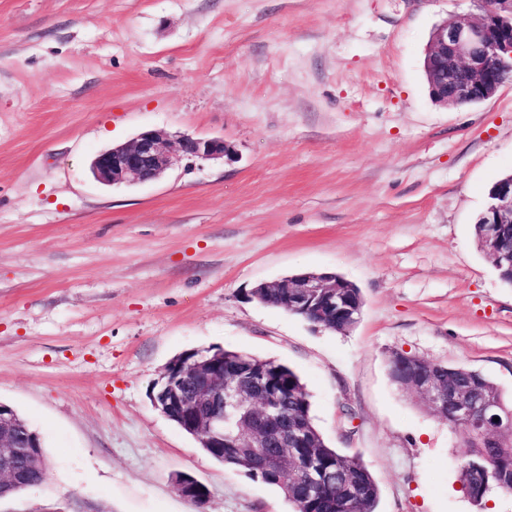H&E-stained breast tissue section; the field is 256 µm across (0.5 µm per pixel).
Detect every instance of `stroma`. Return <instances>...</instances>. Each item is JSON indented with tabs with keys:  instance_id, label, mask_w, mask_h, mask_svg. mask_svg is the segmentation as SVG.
<instances>
[{
	"instance_id": "stroma-1",
	"label": "stroma",
	"mask_w": 512,
	"mask_h": 512,
	"mask_svg": "<svg viewBox=\"0 0 512 512\" xmlns=\"http://www.w3.org/2000/svg\"><path fill=\"white\" fill-rule=\"evenodd\" d=\"M475 0H0V402L44 443V481L0 512H293L151 403L177 355L288 365L327 443L369 466L378 512H475L462 435L389 374L392 353L512 394V286L477 246L512 173V81L447 106L423 59ZM145 130L219 138L159 180L105 186ZM334 272L349 332L255 301ZM187 473L209 491L184 499ZM174 484L181 496L184 498L193 501L196 504L204 506L209 497V492L205 485L188 476H183L178 478L176 475L174 479ZM202 488H205V491H202Z\"/></svg>"
}]
</instances>
